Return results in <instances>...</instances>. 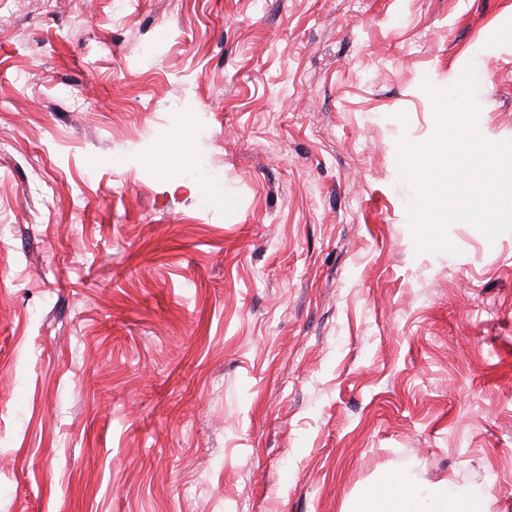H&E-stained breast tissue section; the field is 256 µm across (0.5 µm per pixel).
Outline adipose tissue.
<instances>
[{
    "label": "adipose tissue",
    "instance_id": "obj_1",
    "mask_svg": "<svg viewBox=\"0 0 512 512\" xmlns=\"http://www.w3.org/2000/svg\"><path fill=\"white\" fill-rule=\"evenodd\" d=\"M489 501L488 493L406 471L382 476L365 487L352 512H488Z\"/></svg>",
    "mask_w": 512,
    "mask_h": 512
}]
</instances>
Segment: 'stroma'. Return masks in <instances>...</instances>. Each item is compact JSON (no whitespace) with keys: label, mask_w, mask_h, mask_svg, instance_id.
<instances>
[{"label":"stroma","mask_w":512,"mask_h":512,"mask_svg":"<svg viewBox=\"0 0 512 512\" xmlns=\"http://www.w3.org/2000/svg\"><path fill=\"white\" fill-rule=\"evenodd\" d=\"M503 27L512 0H0V512H344L410 468L512 512V233L417 252L397 161L470 62L512 139Z\"/></svg>","instance_id":"1"}]
</instances>
